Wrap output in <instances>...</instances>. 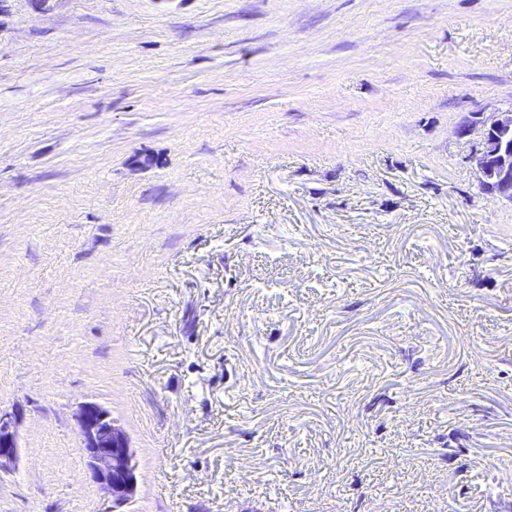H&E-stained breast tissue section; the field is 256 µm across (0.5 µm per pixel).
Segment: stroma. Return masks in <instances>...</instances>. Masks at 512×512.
<instances>
[{
  "label": "stroma",
  "mask_w": 512,
  "mask_h": 512,
  "mask_svg": "<svg viewBox=\"0 0 512 512\" xmlns=\"http://www.w3.org/2000/svg\"><path fill=\"white\" fill-rule=\"evenodd\" d=\"M512 0H6L0 512H512ZM477 127L483 141L475 157L480 188L512 204V111L464 116L459 132L467 134ZM80 452L86 461L85 475L107 494L112 507L127 505L136 490V466L126 435L114 425L112 415L96 402L79 406ZM16 412L15 410V412L9 413L0 409V471L4 462H11L17 456Z\"/></svg>",
  "instance_id": "obj_1"
}]
</instances>
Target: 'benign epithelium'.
<instances>
[{"label": "benign epithelium", "mask_w": 512, "mask_h": 512, "mask_svg": "<svg viewBox=\"0 0 512 512\" xmlns=\"http://www.w3.org/2000/svg\"><path fill=\"white\" fill-rule=\"evenodd\" d=\"M480 129L483 147L475 157L476 176L482 191L512 204V111L488 116L463 117L459 132ZM17 414L0 410V467L17 456ZM80 452L86 461L85 475L107 494L119 512L136 490V466L126 435L114 425L112 415L96 402L79 406Z\"/></svg>", "instance_id": "obj_1"}]
</instances>
